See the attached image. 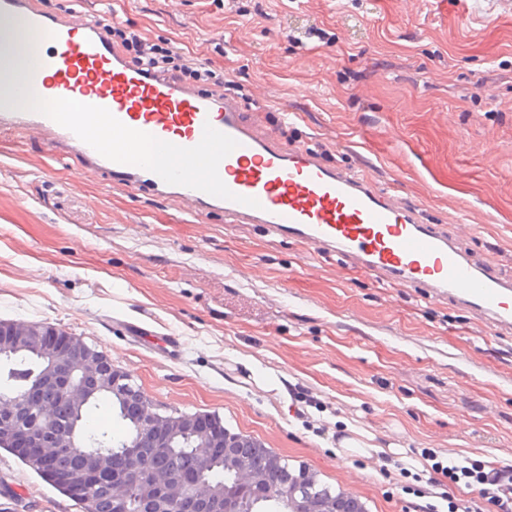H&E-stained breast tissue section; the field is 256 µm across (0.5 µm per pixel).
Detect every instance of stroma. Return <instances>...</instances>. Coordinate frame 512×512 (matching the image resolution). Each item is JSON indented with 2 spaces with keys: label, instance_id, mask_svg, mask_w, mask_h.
I'll list each match as a JSON object with an SVG mask.
<instances>
[{
  "label": "stroma",
  "instance_id": "1",
  "mask_svg": "<svg viewBox=\"0 0 512 512\" xmlns=\"http://www.w3.org/2000/svg\"><path fill=\"white\" fill-rule=\"evenodd\" d=\"M196 58L247 119L464 222L512 275V9L499 0H43ZM0 135V320L106 353L156 407L219 414L369 512H467L439 460H512V335L337 256L192 217ZM0 512H81L0 450Z\"/></svg>",
  "mask_w": 512,
  "mask_h": 512
}]
</instances>
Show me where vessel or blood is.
Returning a JSON list of instances; mask_svg holds the SVG:
<instances>
[{
  "label": "vessel or blood",
  "mask_w": 512,
  "mask_h": 512,
  "mask_svg": "<svg viewBox=\"0 0 512 512\" xmlns=\"http://www.w3.org/2000/svg\"><path fill=\"white\" fill-rule=\"evenodd\" d=\"M15 14L27 17L36 44L21 81L0 84L1 134L40 138L53 156L77 161L78 178L102 176L197 216L260 226L512 333V278L369 175L279 141L245 118L234 94L145 72L81 14L0 0V17ZM167 150L174 163L157 164Z\"/></svg>",
  "instance_id": "b4317fda"
}]
</instances>
